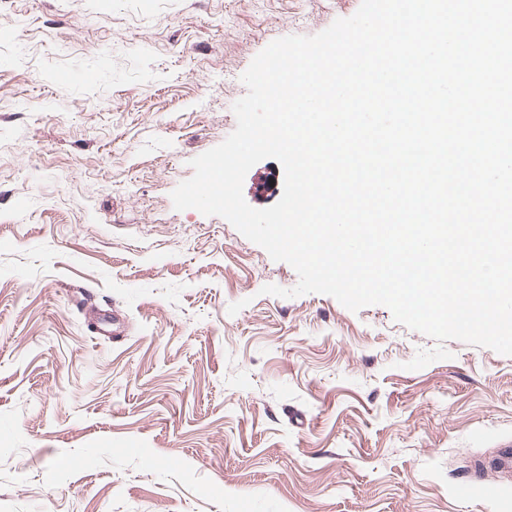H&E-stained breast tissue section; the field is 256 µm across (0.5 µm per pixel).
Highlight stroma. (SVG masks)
<instances>
[{"label":"stroma","mask_w":512,"mask_h":512,"mask_svg":"<svg viewBox=\"0 0 512 512\" xmlns=\"http://www.w3.org/2000/svg\"><path fill=\"white\" fill-rule=\"evenodd\" d=\"M360 4L0 0V512H512V356L404 369L435 340L172 204L253 58Z\"/></svg>","instance_id":"1"}]
</instances>
